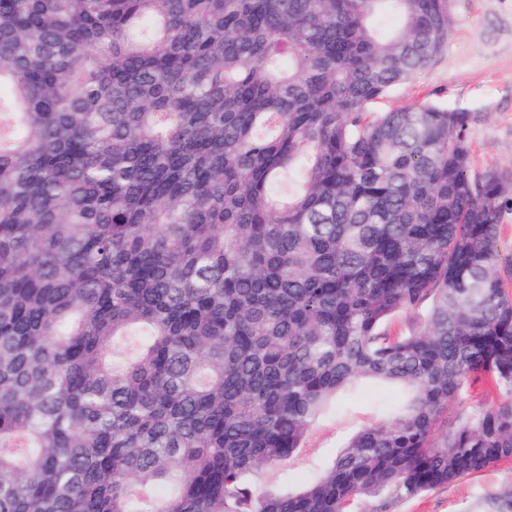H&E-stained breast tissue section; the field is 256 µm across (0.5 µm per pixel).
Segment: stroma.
Wrapping results in <instances>:
<instances>
[{"label":"stroma","mask_w":512,"mask_h":512,"mask_svg":"<svg viewBox=\"0 0 512 512\" xmlns=\"http://www.w3.org/2000/svg\"><path fill=\"white\" fill-rule=\"evenodd\" d=\"M451 12L453 26L441 54L414 80L395 87L375 109L386 112L432 100L469 112L473 173L497 171L512 197V0H451ZM346 431L343 420L322 422L312 436L313 451L303 452L292 469L331 457ZM510 483L512 467L498 465L395 502L393 512H471L484 495Z\"/></svg>","instance_id":"1"}]
</instances>
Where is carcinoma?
Segmentation results:
<instances>
[{
	"instance_id": "obj_1",
	"label": "carcinoma",
	"mask_w": 512,
	"mask_h": 512,
	"mask_svg": "<svg viewBox=\"0 0 512 512\" xmlns=\"http://www.w3.org/2000/svg\"><path fill=\"white\" fill-rule=\"evenodd\" d=\"M452 24L450 0H0V512H389L512 463L509 198L469 113L372 111ZM362 382L399 397L264 487Z\"/></svg>"
}]
</instances>
